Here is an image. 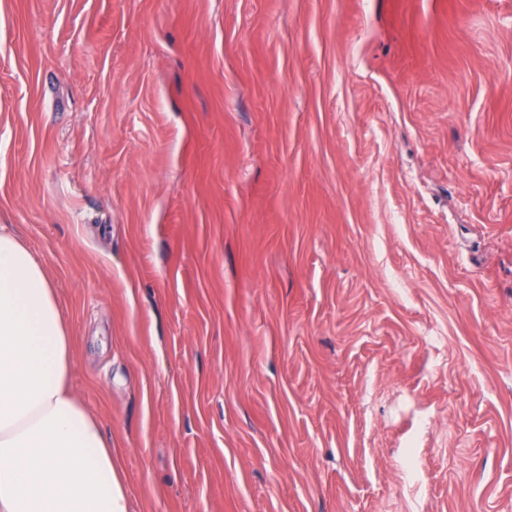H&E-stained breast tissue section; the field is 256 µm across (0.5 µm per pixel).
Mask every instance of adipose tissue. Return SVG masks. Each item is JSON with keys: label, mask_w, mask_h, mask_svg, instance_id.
I'll list each match as a JSON object with an SVG mask.
<instances>
[{"label": "adipose tissue", "mask_w": 512, "mask_h": 512, "mask_svg": "<svg viewBox=\"0 0 512 512\" xmlns=\"http://www.w3.org/2000/svg\"><path fill=\"white\" fill-rule=\"evenodd\" d=\"M72 340L42 263L0 226V512H130L120 460L71 388Z\"/></svg>", "instance_id": "adipose-tissue-1"}]
</instances>
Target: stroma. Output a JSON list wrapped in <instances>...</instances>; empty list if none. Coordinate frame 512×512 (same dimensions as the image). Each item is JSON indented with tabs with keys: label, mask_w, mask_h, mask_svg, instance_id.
<instances>
[{
	"label": "stroma",
	"mask_w": 512,
	"mask_h": 512,
	"mask_svg": "<svg viewBox=\"0 0 512 512\" xmlns=\"http://www.w3.org/2000/svg\"><path fill=\"white\" fill-rule=\"evenodd\" d=\"M0 224L131 512H512V0H0Z\"/></svg>",
	"instance_id": "stroma-1"
}]
</instances>
